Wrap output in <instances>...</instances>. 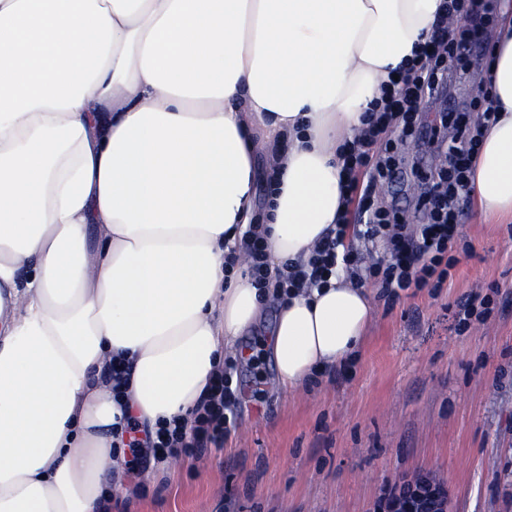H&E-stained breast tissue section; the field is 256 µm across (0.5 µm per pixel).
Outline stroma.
Returning <instances> with one entry per match:
<instances>
[{
  "label": "stroma",
  "mask_w": 512,
  "mask_h": 512,
  "mask_svg": "<svg viewBox=\"0 0 512 512\" xmlns=\"http://www.w3.org/2000/svg\"><path fill=\"white\" fill-rule=\"evenodd\" d=\"M442 288L376 299L359 352L290 394L270 363H237L224 445L147 464L119 512H372L428 472L451 512H512V220L467 209ZM484 319L458 328L469 299Z\"/></svg>",
  "instance_id": "35a3bbf8"
}]
</instances>
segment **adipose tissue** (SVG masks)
Here are the masks:
<instances>
[{
	"mask_svg": "<svg viewBox=\"0 0 512 512\" xmlns=\"http://www.w3.org/2000/svg\"><path fill=\"white\" fill-rule=\"evenodd\" d=\"M444 0H0V512L133 495L128 418L191 423L225 352L296 392L360 349L370 290L278 283L344 209L349 145ZM474 197L512 215V0ZM272 200L255 205L258 153ZM268 279L225 258L252 229ZM272 314L261 351L241 336ZM130 368L116 402L112 361Z\"/></svg>",
	"mask_w": 512,
	"mask_h": 512,
	"instance_id": "adipose-tissue-1",
	"label": "adipose tissue"
}]
</instances>
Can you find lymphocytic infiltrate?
I'll return each mask as SVG.
<instances>
[{"label": "lymphocytic infiltrate", "mask_w": 512, "mask_h": 512, "mask_svg": "<svg viewBox=\"0 0 512 512\" xmlns=\"http://www.w3.org/2000/svg\"><path fill=\"white\" fill-rule=\"evenodd\" d=\"M448 15L434 26L423 55L413 60L406 73L383 91L380 103L372 108L373 117L363 135L353 141L348 156L349 179L341 191L347 210L344 223L362 225L361 236L368 242H384L387 261L370 266L360 274L358 260L352 253H338L339 236H327L310 259L307 268L288 275L289 288L325 283L336 265H343L351 279H373L381 297H399L408 290L439 288L448 277L447 253L451 248L464 209L472 197L473 163L482 128L495 122L491 110L480 113L477 124L466 115L430 114L424 102L443 96L452 73L449 60L482 57L479 38L487 18L481 15L478 0H447ZM402 128L392 137V125ZM454 135L440 163L421 177L427 183L418 205L427 213L423 224H410L398 200L379 198L377 192L396 183L402 175L404 155L423 140H438L444 128ZM233 362H225L214 377L207 395L195 409L191 430L176 423H162L146 432L144 439L133 436L138 425L128 421L125 430L132 438L127 446L139 451L142 460L177 456L195 457L209 448L219 447L228 427L235 420L239 398L232 387Z\"/></svg>", "instance_id": "obj_1"}]
</instances>
